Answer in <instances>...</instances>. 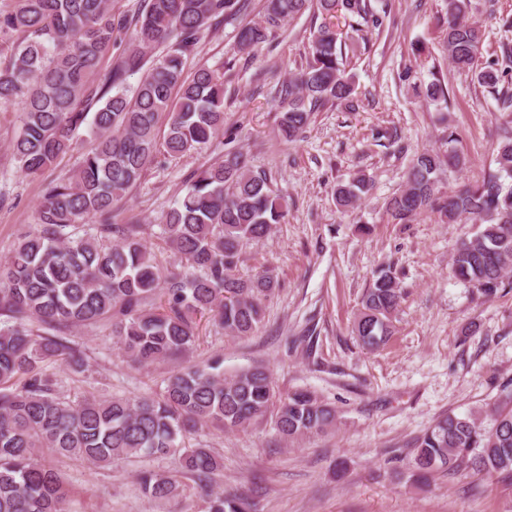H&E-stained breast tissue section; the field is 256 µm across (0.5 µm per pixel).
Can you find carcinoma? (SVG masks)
<instances>
[{
    "mask_svg": "<svg viewBox=\"0 0 512 512\" xmlns=\"http://www.w3.org/2000/svg\"><path fill=\"white\" fill-rule=\"evenodd\" d=\"M242 0H145L128 16L112 0H19L0 10V33L21 32L9 65L0 67V103L20 108L21 129L12 151L32 176L72 152L79 154L68 177L48 183L35 211V228L22 233L0 262V512H74L63 475L46 456L90 466H110L132 457H171L174 471L144 470L141 493L171 500L181 478L201 490L204 512H255L237 494L216 493L221 463L214 452L188 440L208 424L246 427L268 412L284 438L294 441L335 424L336 411L306 389L276 395L262 366L224 376L222 360L178 370L160 391L141 396L66 400L48 366L64 361L85 371L71 330L102 328L117 338L126 360L148 367L192 350L199 322L207 320L232 336L256 333L264 301L277 281L268 270L243 279L236 274L244 244L269 235L286 216L283 198L266 172L247 167L242 153L202 165L174 206L162 216L161 235L182 270L163 273L131 227L114 223L119 204L161 152L170 157L203 149L224 135V68H201L184 76V55L212 22L234 16ZM473 0H446L440 34L452 67L496 94L512 112V49L485 63V29ZM311 11L322 18L311 31L306 66L283 83L278 136L295 142L311 115L328 103L353 106L355 82L348 54L368 41L338 45L335 21L354 16L376 28L382 19L367 0H265L261 12L241 26L238 50L248 52L275 39L287 20ZM160 45L167 52L129 90L124 76L142 69ZM119 49L101 72L104 57ZM427 102L447 100L444 81L414 87ZM167 129L158 135L157 120ZM88 126L91 142L76 131ZM448 130V148L424 150L412 160L404 188L386 203L391 219L407 224L426 210L444 222L468 219L476 232L452 256L455 278L485 297L495 296L512 273V129H503L494 149L497 171L474 185L439 195L443 166L458 170L466 158ZM371 190L361 174L336 187V205L357 207ZM94 221L99 233L118 234L106 246L80 226ZM403 300L390 269L378 271L361 297L353 333L376 348L392 335V316ZM413 476L426 483L437 471L490 474L512 479V389L500 391L485 416L446 415L417 440Z\"/></svg>",
    "mask_w": 512,
    "mask_h": 512,
    "instance_id": "carcinoma-1",
    "label": "carcinoma"
}]
</instances>
